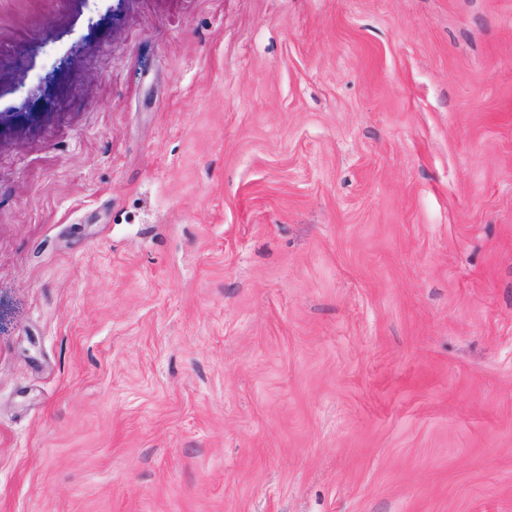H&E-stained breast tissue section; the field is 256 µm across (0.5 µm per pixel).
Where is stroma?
<instances>
[{
  "mask_svg": "<svg viewBox=\"0 0 512 512\" xmlns=\"http://www.w3.org/2000/svg\"><path fill=\"white\" fill-rule=\"evenodd\" d=\"M0 512H512V0H0Z\"/></svg>",
  "mask_w": 512,
  "mask_h": 512,
  "instance_id": "stroma-1",
  "label": "stroma"
}]
</instances>
